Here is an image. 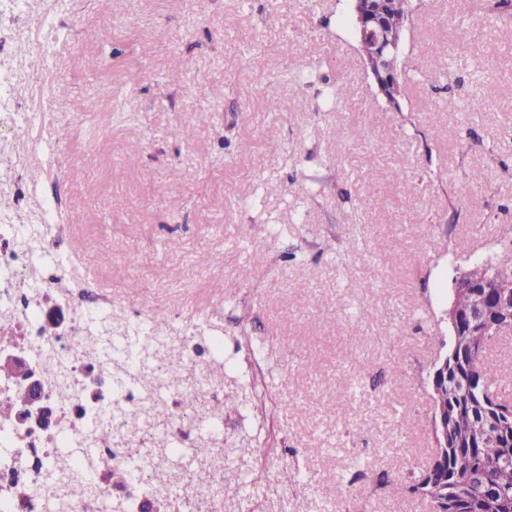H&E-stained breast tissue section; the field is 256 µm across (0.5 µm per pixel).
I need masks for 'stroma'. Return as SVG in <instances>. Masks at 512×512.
Listing matches in <instances>:
<instances>
[{"label": "stroma", "instance_id": "35a3bbf8", "mask_svg": "<svg viewBox=\"0 0 512 512\" xmlns=\"http://www.w3.org/2000/svg\"><path fill=\"white\" fill-rule=\"evenodd\" d=\"M496 3L423 0L396 108L350 0L0 6V222L54 219L75 277L116 305L208 315L237 383L224 445L274 450L290 480L235 512H431L412 487L454 280L512 245Z\"/></svg>", "mask_w": 512, "mask_h": 512}]
</instances>
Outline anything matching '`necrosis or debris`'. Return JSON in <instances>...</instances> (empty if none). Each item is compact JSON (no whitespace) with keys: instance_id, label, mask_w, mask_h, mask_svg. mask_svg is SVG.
<instances>
[{"instance_id":"obj_1","label":"necrosis or debris","mask_w":512,"mask_h":512,"mask_svg":"<svg viewBox=\"0 0 512 512\" xmlns=\"http://www.w3.org/2000/svg\"><path fill=\"white\" fill-rule=\"evenodd\" d=\"M56 239H31L27 226L0 224V317L11 318L17 327L15 346L25 348L29 366L41 371L46 362L58 364L71 398L59 401L55 386H47L46 400L53 406L60 428L54 432H18L13 423L0 422V512H46L48 503L63 495V486L53 483L47 471L50 459L62 443L90 440V457L74 459L72 471L86 477L87 495L73 502L70 512H102L104 504H123L127 512H141L144 502L157 494L154 473L133 469L140 439L123 431L119 415L140 411L147 394L132 376L112 372V333L100 325L109 315L112 302L97 289L79 282L73 290L57 294L69 314L64 327L48 329L44 300L55 294L54 285L65 273L58 264ZM200 317H193L182 337L185 369L202 371L224 353L223 342L202 332ZM96 342L100 358L88 366L83 353L89 342ZM124 467L127 480L119 486L107 482L104 465ZM224 479V460L216 458L209 478L195 482L191 489L170 487L168 494L180 501L182 512H224V505L211 489Z\"/></svg>"}]
</instances>
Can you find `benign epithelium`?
I'll return each mask as SVG.
<instances>
[{
  "label": "benign epithelium",
  "mask_w": 512,
  "mask_h": 512,
  "mask_svg": "<svg viewBox=\"0 0 512 512\" xmlns=\"http://www.w3.org/2000/svg\"><path fill=\"white\" fill-rule=\"evenodd\" d=\"M386 0H352L351 13L355 30L362 41H372L379 52L368 59L367 65L379 92L385 97H401L402 83L399 75L383 68L382 51L402 44L403 32H387L381 17ZM465 276L457 278L454 287L458 288L451 306L448 308V322L455 336L461 335L463 320H468L474 328L487 323L485 309L472 303V293L460 289ZM0 367L6 370L8 378L24 383L15 418L18 430L26 433L33 429L48 431L55 427L57 418L54 408L42 397L43 379L35 374L28 364L25 350L20 348L1 349ZM512 437V408L496 409V416L488 419L484 438L497 440Z\"/></svg>",
  "instance_id": "benign-epithelium-1"
}]
</instances>
